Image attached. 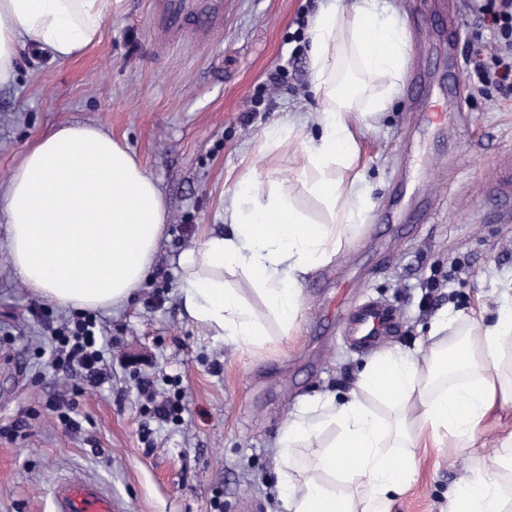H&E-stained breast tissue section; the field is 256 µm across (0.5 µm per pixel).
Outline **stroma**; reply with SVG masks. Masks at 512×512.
<instances>
[{
  "instance_id": "obj_1",
  "label": "stroma",
  "mask_w": 512,
  "mask_h": 512,
  "mask_svg": "<svg viewBox=\"0 0 512 512\" xmlns=\"http://www.w3.org/2000/svg\"><path fill=\"white\" fill-rule=\"evenodd\" d=\"M155 2L123 0L100 42L70 60L24 47L0 84V193L42 136L92 123L128 148L167 208L150 275L124 306L95 313L111 374L100 386L78 385L56 367L45 322L74 312L21 283L0 216V512H54V485L68 474L105 485L120 512H283L277 431L301 403L345 393L369 358L342 334L348 309L370 298L395 306L399 327L382 346L413 355L440 315H496L501 285L512 280V222L499 221L483 198L489 174L512 154V101L469 89L466 56L479 20L469 0H390L407 18L411 59L359 141L371 221L307 281L291 335L271 336L255 353L212 339L181 305L179 260L204 231L221 228L246 162L289 183L295 148L269 149L265 132L321 108L307 37L320 0H224V24L205 40L193 28L162 38L152 27ZM452 17L460 23L453 72L444 39L430 36ZM420 71L454 73L465 89L449 141L416 126ZM426 181L434 190L426 220L395 235L387 216L401 190ZM289 185L322 219V205ZM70 395L76 431L50 406ZM175 400L179 419L156 421L154 405ZM13 425L16 435H7ZM504 425L512 411L488 419L484 447L418 449L417 470L390 512H445L449 489L481 465Z\"/></svg>"
}]
</instances>
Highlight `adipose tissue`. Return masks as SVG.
Returning <instances> with one entry per match:
<instances>
[{
  "label": "adipose tissue",
  "instance_id": "ef3b65f1",
  "mask_svg": "<svg viewBox=\"0 0 512 512\" xmlns=\"http://www.w3.org/2000/svg\"><path fill=\"white\" fill-rule=\"evenodd\" d=\"M122 0H0V83L10 79L19 48L33 44L69 59L102 36ZM311 86L323 109L320 134L300 138L296 126L273 127L270 144L297 142V182L323 205V220H310L272 182L248 175L224 219L230 234L207 231L180 261V296L187 314L217 340L253 349L267 331L225 272L241 273L283 334L303 311L307 278L331 262L367 223L370 206L358 190L361 124L384 112L390 93L365 94L361 83L338 79L341 55L360 71L398 82L409 56V34L387 0H330L312 19ZM0 214L12 266L33 293L60 306L98 310L123 305L147 277L166 224L156 182L111 134L91 123L59 126L43 136L13 170ZM463 326L466 338L448 341ZM512 338V305L493 321L458 314L439 319L420 356L383 351L358 373L343 403L326 398L302 410L278 430V461L310 448L324 428H337L322 453L306 458L300 485L284 497L286 512H390L417 466L423 436L453 438L457 447L480 446L486 420L512 405V374L500 370L503 343ZM372 394L392 404L387 421L366 403ZM512 455V428L499 447L448 496V512H512L502 470ZM369 492L355 499L352 487Z\"/></svg>",
  "mask_w": 512,
  "mask_h": 512
}]
</instances>
